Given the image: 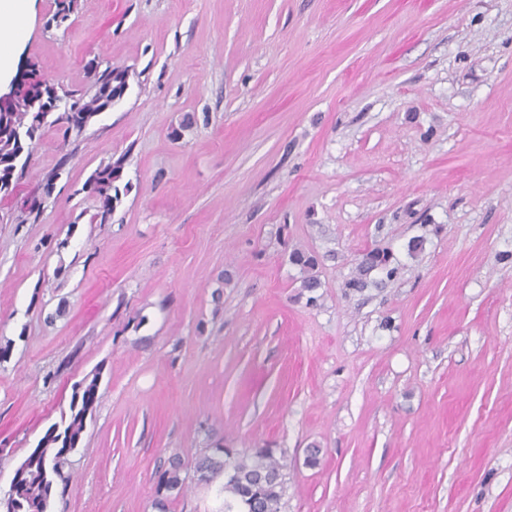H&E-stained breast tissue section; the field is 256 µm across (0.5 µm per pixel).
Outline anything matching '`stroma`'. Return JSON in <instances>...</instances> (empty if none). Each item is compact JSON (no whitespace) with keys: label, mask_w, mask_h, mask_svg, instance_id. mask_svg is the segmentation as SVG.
<instances>
[{"label":"stroma","mask_w":512,"mask_h":512,"mask_svg":"<svg viewBox=\"0 0 512 512\" xmlns=\"http://www.w3.org/2000/svg\"><path fill=\"white\" fill-rule=\"evenodd\" d=\"M53 9L31 0L15 64L128 88L46 129L0 200V496L95 373L53 512H159L168 456L218 440L283 456L282 512H512V0ZM376 246L398 275L349 291ZM123 165V159L119 158L115 162L111 161L100 166L84 185V189L99 202V209L94 219L100 216V223L106 221L119 202L120 190L115 183L121 180ZM289 261L300 267V287L308 292H313L320 287L317 275L318 259L316 256L301 250H293L289 255Z\"/></svg>","instance_id":"obj_1"}]
</instances>
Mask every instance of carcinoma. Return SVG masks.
<instances>
[{"label": "carcinoma", "instance_id": "1", "mask_svg": "<svg viewBox=\"0 0 512 512\" xmlns=\"http://www.w3.org/2000/svg\"><path fill=\"white\" fill-rule=\"evenodd\" d=\"M77 0H54V9L47 20V27H60L76 11ZM86 70L91 78L90 91L76 95L59 83L39 88L27 81L38 74L36 63L31 62L21 69L14 80V99L0 106V198L13 194L19 181L29 168L34 145L45 129L58 126L64 135L81 134L95 115L116 105L127 88L125 75L108 65L92 59ZM123 159L109 162L89 177L84 185L90 195L99 202L96 216L106 221L119 202V187ZM289 261L300 267V287L313 292L320 287L317 275L318 259L301 250H293ZM381 270L389 278L397 274L391 266V254L386 249L365 250L357 262L346 287L362 291L369 287L371 272ZM98 375L81 382V389L70 403V420L62 432H50L37 444V451L22 461L26 466L23 480L16 493L4 494L0 508L14 512L13 503L24 506L25 512H46L51 508L56 488L67 486L70 474L65 467L70 465L73 452L85 429L86 418L98 401ZM287 464L277 458L270 448H255L250 453H240L224 447L218 441L210 448H203L195 457L192 470L184 468L180 455L169 456L161 467L155 485L157 504L166 509L169 502L178 499L189 484L211 485L221 481L218 495L223 497L220 512H281L285 493L284 469Z\"/></svg>", "mask_w": 512, "mask_h": 512}]
</instances>
